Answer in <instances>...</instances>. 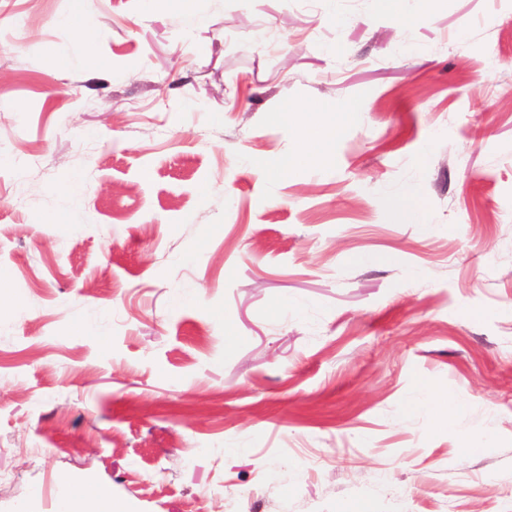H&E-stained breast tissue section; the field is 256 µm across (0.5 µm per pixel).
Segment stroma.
Returning a JSON list of instances; mask_svg holds the SVG:
<instances>
[{
	"label": "stroma",
	"instance_id": "1",
	"mask_svg": "<svg viewBox=\"0 0 512 512\" xmlns=\"http://www.w3.org/2000/svg\"><path fill=\"white\" fill-rule=\"evenodd\" d=\"M0 282V512H512V0H0ZM326 126H316L308 133L307 140L302 143L298 149L289 155L287 159L281 162L279 169L273 173V176L290 174L300 164H307L313 153L311 147L326 140ZM65 512H133L127 502L112 498L110 490L97 487L91 494L77 493L65 503Z\"/></svg>",
	"mask_w": 512,
	"mask_h": 512
}]
</instances>
